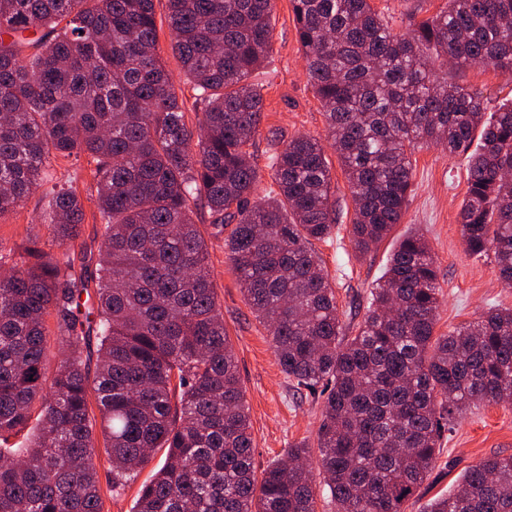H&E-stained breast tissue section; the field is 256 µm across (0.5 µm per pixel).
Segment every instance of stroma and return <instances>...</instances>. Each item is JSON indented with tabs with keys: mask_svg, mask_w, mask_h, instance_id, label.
<instances>
[{
	"mask_svg": "<svg viewBox=\"0 0 512 512\" xmlns=\"http://www.w3.org/2000/svg\"><path fill=\"white\" fill-rule=\"evenodd\" d=\"M446 0H374L388 19L394 34L408 33L415 22L434 16ZM156 26L160 55L171 73L175 91L185 106L187 124H197L194 92L183 76L178 58L171 50L166 20V0H156ZM272 23L273 53L264 68L255 71L250 83L263 94L260 131L249 147L257 172V194L265 196L275 184L271 176V129L285 137L326 135L320 101L311 85L298 40L291 0H276ZM450 81L480 89L488 109L512 101V75L477 65L449 69ZM326 158L333 177L336 226L332 236L314 242L336 292L338 318L345 334H354L362 321L370 290L381 276L387 258L410 230H419L428 240L437 262L442 286L437 333L444 334L473 321L488 307L512 309V283L503 282L494 262L465 252L459 211L466 196L469 156L451 155L436 144H417L412 152V192L400 224L368 255H358L350 229L353 203L340 160L334 149ZM43 184L13 211L0 217V248L10 255L24 254L32 241H39L49 255L70 254L75 268L94 269L103 232L96 200L95 164L87 156L57 159L42 174ZM69 180L80 196L85 219L81 234L65 244L55 242L50 228L41 221L49 198L47 191L57 179ZM208 246L215 298L224 314V325L240 371L254 441L257 470L286 457L297 443L317 445L324 396L296 388L284 374L267 328L257 320L231 268L224 240L227 226L215 224L207 207H197L194 216ZM512 455V402L486 403L468 410L445 432L426 481L404 506V512H423L434 498L453 491L472 466L494 455ZM166 452L152 453L149 463L134 481L112 490L110 464L105 451L95 463L102 494V512H131L142 484L165 463Z\"/></svg>",
	"mask_w": 512,
	"mask_h": 512,
	"instance_id": "35a3bbf8",
	"label": "stroma"
}]
</instances>
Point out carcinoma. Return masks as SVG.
<instances>
[{"mask_svg": "<svg viewBox=\"0 0 512 512\" xmlns=\"http://www.w3.org/2000/svg\"><path fill=\"white\" fill-rule=\"evenodd\" d=\"M166 2L202 111L195 127L160 57L155 0H0V216L40 186L50 158L84 153L104 222L93 274L36 245L26 258L0 255L12 262L0 278V512H101L98 429L114 490L167 449L132 512H316L307 445L256 475L193 220L200 204L232 225L224 246L283 372L327 392L317 448L336 512H402L451 420L512 400V310L491 307L435 334L436 261L414 231L390 254L356 334L343 333L312 249L336 221L325 143L348 183L361 256L401 223L411 148L471 152L465 251L493 255L511 282L512 104L485 117L482 91L439 75L436 60L512 71V0H448L406 36L372 0H291L327 135L289 139L272 157L278 192L259 200L248 147L263 96L248 78L271 57L275 0ZM26 31L45 37L32 56L21 51ZM83 219L72 186H57L43 213L56 241L78 238ZM49 314L65 355L48 384ZM37 402L32 439L13 447ZM425 512H512V455L486 458Z\"/></svg>", "mask_w": 512, "mask_h": 512, "instance_id": "carcinoma-1", "label": "carcinoma"}]
</instances>
